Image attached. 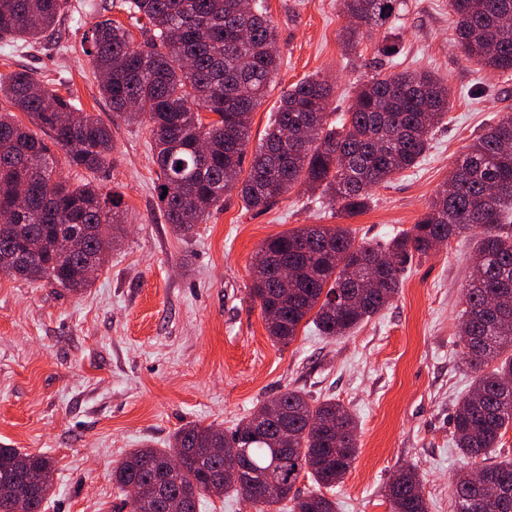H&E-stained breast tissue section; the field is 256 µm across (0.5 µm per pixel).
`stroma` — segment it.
<instances>
[{
    "label": "stroma",
    "instance_id": "35a3bbf8",
    "mask_svg": "<svg viewBox=\"0 0 512 512\" xmlns=\"http://www.w3.org/2000/svg\"><path fill=\"white\" fill-rule=\"evenodd\" d=\"M83 2L70 0L58 45L0 40V74L33 71L110 123L112 161L94 180L120 196L126 227L81 293L0 274V446L51 459L46 512H130L112 481L116 461L169 447L190 422L230 429L288 389L340 401L359 422L357 457L332 490L337 512H389L387 486L409 465L429 512H453L450 485L467 461L451 417L474 377L459 340L473 237L413 257L392 302L348 336L330 341L308 326L286 346L271 340L249 294L251 257L304 224H338L374 243L412 228L466 147L512 113V73L464 57L449 0H403L389 57L376 30L345 52L340 0H266L282 60L251 117L249 149L283 92L311 75L331 79L341 110L376 69H427L448 84L451 108L418 166L376 187L361 213L299 188L265 209L233 195L186 238L160 211L149 130L113 122L99 91L83 51Z\"/></svg>",
    "mask_w": 512,
    "mask_h": 512
}]
</instances>
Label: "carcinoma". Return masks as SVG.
Here are the masks:
<instances>
[{
	"label": "carcinoma",
	"mask_w": 512,
	"mask_h": 512,
	"mask_svg": "<svg viewBox=\"0 0 512 512\" xmlns=\"http://www.w3.org/2000/svg\"><path fill=\"white\" fill-rule=\"evenodd\" d=\"M348 24L344 47L353 49L363 31L381 28L398 14L401 0H341ZM67 0H0V39H46L55 34ZM126 11L149 24L146 39L107 13L110 0H91L94 19L85 52L106 76L100 92L113 115L146 125L157 166V192L166 223L187 234L211 210L224 207L236 190L248 208H266L294 188L320 193L348 214L364 211L371 190L416 167L430 135L448 115V85L427 70L375 73L354 87L340 114L330 111L331 84L308 77L280 99L262 142L243 171L250 116L277 74L276 27L265 0H123ZM458 41L465 56L487 69L512 72V0H451ZM0 95L31 118L38 137L15 112H0V257L21 254L29 239L42 249L0 273L47 281L70 293L85 290L84 264L103 245L123 239L121 200L103 195L92 180L74 185L57 177V157L97 173L110 162L111 128L73 101L49 90L31 71L0 75ZM215 115L208 120L201 112ZM182 169H177V166ZM427 211L408 231L385 245L358 243L341 226L307 224L266 239L252 256L250 294L259 303L273 342L288 345L302 322L322 336H344L384 309L395 297L407 264L438 243L483 228L465 286L466 309L459 336L473 388L453 415V442L485 474L486 483L460 472L451 485L454 512H512V460L487 461L512 428V113H505L457 159ZM278 412L293 435V449L276 465L281 494L270 497L258 482L244 490L221 483L227 458L238 448L259 469L273 461L272 438L245 436L259 415ZM359 425L340 402H314L288 389L263 402L231 432L189 424L176 432L170 450L136 448L112 470L124 492L140 495L131 512H166L156 495L159 472L174 455L182 466L169 471L166 494L182 512H199L202 499L232 492L257 512L288 501V512H336L327 497L358 453ZM26 470L46 478L0 496V512H44L52 488V465L40 454L0 447V475ZM311 475L314 488L296 487ZM391 512H429L415 470L404 467L388 486Z\"/></svg>",
	"instance_id": "carcinoma-1"
}]
</instances>
